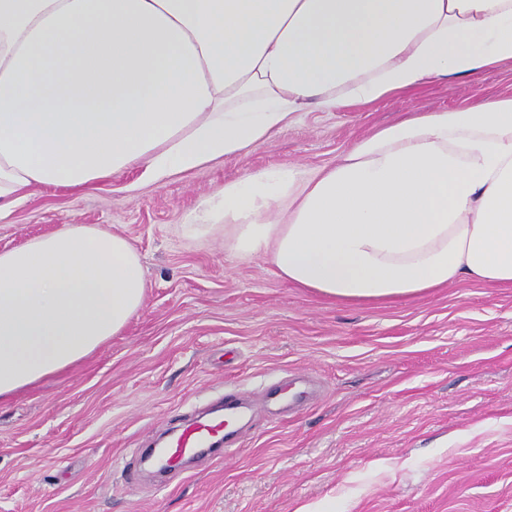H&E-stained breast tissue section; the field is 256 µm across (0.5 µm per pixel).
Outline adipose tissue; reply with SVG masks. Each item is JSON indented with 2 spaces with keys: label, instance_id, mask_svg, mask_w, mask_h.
Instances as JSON below:
<instances>
[{
  "label": "adipose tissue",
  "instance_id": "1",
  "mask_svg": "<svg viewBox=\"0 0 512 512\" xmlns=\"http://www.w3.org/2000/svg\"><path fill=\"white\" fill-rule=\"evenodd\" d=\"M505 60L512 0H0V220L40 186L133 167L160 184L308 108ZM183 227L334 300L512 287V97L400 120L332 167L248 173ZM146 289L130 241L92 225L0 251V401L120 334Z\"/></svg>",
  "mask_w": 512,
  "mask_h": 512
}]
</instances>
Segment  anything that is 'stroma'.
<instances>
[{"label": "stroma", "instance_id": "stroma-1", "mask_svg": "<svg viewBox=\"0 0 512 512\" xmlns=\"http://www.w3.org/2000/svg\"><path fill=\"white\" fill-rule=\"evenodd\" d=\"M489 97H512V60L301 113L246 156L161 185L131 169L31 191L0 221L1 251L92 224L134 245L149 288L119 335L0 403V512H512V288L345 303L182 228L245 173L331 166L408 113ZM231 392L248 404L232 448L159 485L141 449Z\"/></svg>", "mask_w": 512, "mask_h": 512}]
</instances>
